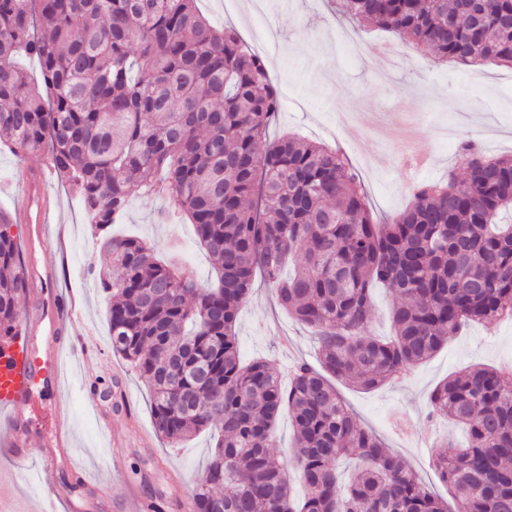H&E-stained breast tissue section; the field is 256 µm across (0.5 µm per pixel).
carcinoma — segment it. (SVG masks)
<instances>
[{"label": "carcinoma", "instance_id": "carcinoma-1", "mask_svg": "<svg viewBox=\"0 0 512 512\" xmlns=\"http://www.w3.org/2000/svg\"><path fill=\"white\" fill-rule=\"evenodd\" d=\"M359 27L390 31L466 65L512 67V0H336ZM38 59L44 89L16 59ZM275 78L233 27L195 0H0V144L47 149L112 255L100 274L112 351L149 389L155 433L177 445L216 430L189 490L194 512H512V372L471 368L439 383L434 413L468 442L431 465L453 503L361 426L332 380L372 390L404 378L471 323L512 319V156L461 145L466 176L419 183L377 224L339 150L266 132ZM169 203L217 258L215 283L112 235L133 192ZM13 224L0 212V345L22 333L28 292ZM294 275L282 278L287 258ZM318 334L320 369L242 363L235 325L255 274ZM402 301L394 335L368 334L371 290ZM288 410L306 494L291 495L274 424ZM360 461L347 488L336 462Z\"/></svg>", "mask_w": 512, "mask_h": 512}]
</instances>
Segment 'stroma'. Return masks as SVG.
<instances>
[{"instance_id":"35a3bbf8","label":"stroma","mask_w":512,"mask_h":512,"mask_svg":"<svg viewBox=\"0 0 512 512\" xmlns=\"http://www.w3.org/2000/svg\"><path fill=\"white\" fill-rule=\"evenodd\" d=\"M247 2L196 0V6L214 25L236 27L244 40L254 41L278 80L281 108L270 137L297 132L344 152L363 180L374 218L384 221L403 210L415 184L463 175L464 140H474L491 156L512 154L511 68L484 66L474 83L471 67L439 61L393 33L337 19L332 0H265L259 13ZM47 157L44 149L21 157L0 148V211H13L26 170L42 166ZM53 190L67 253L56 286L81 298L80 326L100 351L101 387L83 390L81 370L70 365L64 392L35 396L27 413L41 431L33 445L43 448L56 409L65 407L75 458L98 479L82 487L75 472L43 473L38 460L13 457L1 446L10 431L0 421V469L26 477L0 488V512H38L52 491L74 487L78 512H125L130 498L159 496L168 503L166 512H181L184 491L200 476L216 438L204 432L173 448L155 435L149 390L113 353L107 336V299L94 274L111 271L109 256L75 190L60 178ZM112 232L142 238L162 255L176 246L180 264L200 284L214 275V260L192 224L168 214L163 197L132 195ZM236 333L242 359H265L280 377L288 376L295 360H316L312 331L288 317L262 276H255L240 308ZM479 365L512 370L511 320L466 326L401 382L373 390L341 384L337 390L361 425L444 497L447 487L429 458L437 441L461 442L465 433L432 416L429 395L448 376ZM115 455L122 467L107 471Z\"/></svg>"}]
</instances>
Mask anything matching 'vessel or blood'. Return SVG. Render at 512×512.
Segmentation results:
<instances>
[{
  "label": "vessel or blood",
  "mask_w": 512,
  "mask_h": 512,
  "mask_svg": "<svg viewBox=\"0 0 512 512\" xmlns=\"http://www.w3.org/2000/svg\"><path fill=\"white\" fill-rule=\"evenodd\" d=\"M52 164H45L31 173L25 195L18 205L15 219L27 229L30 259L24 275L36 296V302L25 321V335L16 337L0 348V409L9 411L10 445L16 457L34 452L31 440L34 429L24 409L35 392L60 390L64 381L61 373L62 352L81 350L84 364V385L97 386L95 351L91 342L79 339L78 305L74 298L61 294L54 286V264L38 260L48 242L45 227L55 211L50 182ZM56 445L37 451L43 466L58 470L69 466L73 453L70 431L64 413L55 416Z\"/></svg>",
  "instance_id": "1"
}]
</instances>
